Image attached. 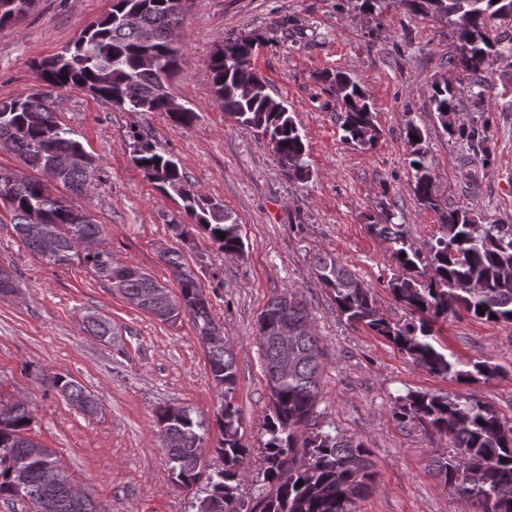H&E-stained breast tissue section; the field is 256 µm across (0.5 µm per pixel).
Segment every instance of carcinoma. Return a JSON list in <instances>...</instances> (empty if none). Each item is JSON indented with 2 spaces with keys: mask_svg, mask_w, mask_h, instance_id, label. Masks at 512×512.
<instances>
[{
  "mask_svg": "<svg viewBox=\"0 0 512 512\" xmlns=\"http://www.w3.org/2000/svg\"><path fill=\"white\" fill-rule=\"evenodd\" d=\"M186 0H114L111 12L82 31L72 46L36 65L47 91L0 100V145L15 152L39 176H19L0 169V188L9 187L10 223L19 240L48 266L75 261L90 266L122 297L163 323L180 316L191 320L204 348L211 380L220 399L212 420L193 416L190 409L171 405L155 412L158 429L166 430L167 465L171 481L223 504L222 512H355L357 501L373 488L375 472L365 442L317 422L325 353L317 336L307 300L293 289L272 297L257 319L256 341L261 350L268 391L263 424L261 490L244 508L240 493L244 463L251 449L236 405L237 365L229 340L213 344L221 331L212 304L197 275L179 251L160 255L174 278L178 293L167 304L154 302L168 286L130 265H119L112 251L90 253L85 244L101 235V225L73 217L76 205L52 196L49 183L70 194L87 182L84 169H55V156L82 147L74 131L55 119L52 91L76 87L128 112H164L176 125L194 117L188 107L170 105L169 83L182 64L173 46ZM415 15L445 24L458 43L448 60L471 77L480 102L487 74L512 46H503L491 21H512V0H403ZM29 9L28 0H0V24L16 21ZM257 39L227 37L208 59L214 96L224 114L254 129L281 160L289 178H309L306 146L287 106L267 92L265 79L252 65ZM323 82L340 105L336 122L343 139L357 147H373L380 132L361 86L343 72H326ZM432 104L443 129L465 142L474 159L492 161L489 123L458 124L457 98L448 85H436ZM411 151L414 193L426 209L438 214V235L419 245L409 241L401 224L369 225L372 233L391 243L398 272L388 281L396 302L410 314L403 322L388 320L377 306L372 288L364 285L338 258L317 254L313 269L329 289L339 316L363 324L392 343L427 372L459 383L488 382L507 371L488 361L464 363L443 348L434 327L460 311L486 322L512 323V224H483L475 208L450 209L433 191L434 176L423 148V133L414 120L405 125ZM417 139H412V136ZM132 160L146 178L180 206L194 226L218 249L241 255L242 224L224 203L201 196L189 183L174 156L140 132L132 133ZM225 238H220L218 233ZM406 257H401V254ZM484 314H479V311ZM288 320L296 331L294 364L286 375L277 373V324ZM87 332L99 339L112 335V323L101 317L86 321ZM42 380L85 414L98 411L97 400L75 379L61 374ZM393 418L401 424L419 422L449 437L455 451L433 456L430 466L463 512H512V420L500 416L493 404L474 393L442 395L410 390L395 398ZM33 409L0 393V499L15 501L22 489L33 512H102L74 505L73 484L54 449L31 436ZM214 446H209L211 436ZM211 449L223 467L211 470L203 462ZM303 485H298V482Z\"/></svg>",
  "mask_w": 512,
  "mask_h": 512,
  "instance_id": "obj_1",
  "label": "carcinoma"
}]
</instances>
